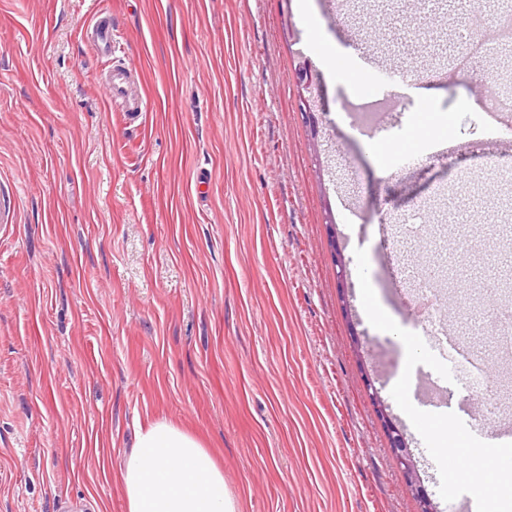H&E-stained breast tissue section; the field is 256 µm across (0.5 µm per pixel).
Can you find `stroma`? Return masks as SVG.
<instances>
[{"instance_id":"1","label":"stroma","mask_w":512,"mask_h":512,"mask_svg":"<svg viewBox=\"0 0 512 512\" xmlns=\"http://www.w3.org/2000/svg\"><path fill=\"white\" fill-rule=\"evenodd\" d=\"M365 2L0 0V512H123L122 463L156 419L203 439L243 512H418L374 389L430 498L462 512L470 478L433 447H484L512 414L479 436L433 406L512 353L484 313L436 358L410 288L435 246L396 226L418 201L467 214L512 271L492 169L512 140L478 106L508 90L455 72L478 0ZM99 4L142 118L98 82ZM402 66L428 97L389 80ZM371 98L389 107L363 132L343 106Z\"/></svg>"}]
</instances>
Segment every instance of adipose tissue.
Wrapping results in <instances>:
<instances>
[{"label":"adipose tissue","instance_id":"ef3b65f1","mask_svg":"<svg viewBox=\"0 0 512 512\" xmlns=\"http://www.w3.org/2000/svg\"><path fill=\"white\" fill-rule=\"evenodd\" d=\"M121 478L124 512H241L211 451L166 420L139 432Z\"/></svg>","mask_w":512,"mask_h":512}]
</instances>
